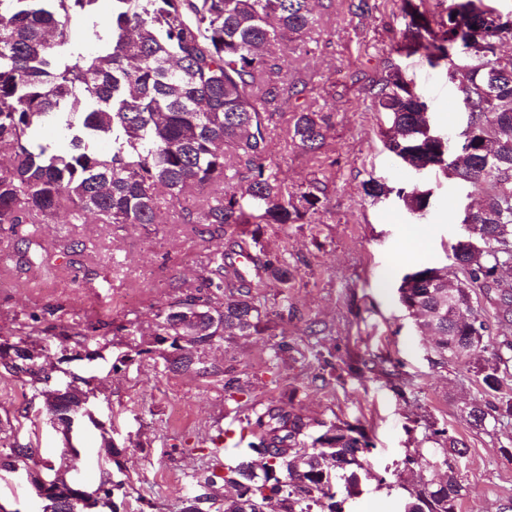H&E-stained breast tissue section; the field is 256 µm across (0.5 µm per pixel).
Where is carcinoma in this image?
<instances>
[{"mask_svg": "<svg viewBox=\"0 0 512 512\" xmlns=\"http://www.w3.org/2000/svg\"><path fill=\"white\" fill-rule=\"evenodd\" d=\"M98 0H0V226L42 224L64 211L71 224L87 214L101 224H155L165 200L181 206L187 224H211L238 231L239 252L251 267L214 254L200 275L201 288L153 312L151 353L173 336L202 331L194 345L211 347L231 336L267 329L266 308L251 295L250 275L286 288L294 269L264 250L263 225L299 224L318 211L325 184L316 179L296 193L284 191L267 168L269 108L297 85L271 79L288 44L302 40L315 22L311 0H112V15L98 21ZM406 29L396 51L407 57L426 52L430 65L444 61L468 113L461 140L438 164L440 146L426 144L427 106L397 67L385 70L366 88L376 112L390 117L384 146L418 169H437L480 189L469 231L452 245L462 276L421 267L402 278L399 298L419 328L433 337L441 364L467 362L484 349L488 331L473 294H494L495 319L512 326V285L498 273L512 265V79L488 86L487 69L512 72L500 47L512 40V11L488 0H448L437 22L413 0H401ZM493 18L484 36L475 23ZM87 25L95 51L87 53L70 34L71 22ZM329 120L305 106L294 115L291 140L315 153L325 145ZM54 127L59 139L42 130ZM111 148L102 152L101 140ZM239 186L224 190L230 163ZM212 192L186 201L188 188ZM365 196L394 193L371 177ZM405 207L421 214L432 192L399 190ZM48 329L38 319L15 335L18 359L0 353L5 372L56 391L52 370L34 363ZM492 371H475L488 391L512 378V339L499 343ZM174 370L197 372L201 357L171 353ZM470 426L512 417V398L469 403ZM255 441L251 451L274 473L255 483L251 461L224 471L221 480L241 489L224 499V512H344L357 494L355 475L364 469L366 436L346 424L331 423L314 437L300 414L268 405L247 418ZM38 466L34 450L18 446L0 454V469ZM464 487L453 469L419 480L404 512H457Z\"/></svg>", "mask_w": 512, "mask_h": 512, "instance_id": "obj_1", "label": "carcinoma"}]
</instances>
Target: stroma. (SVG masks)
Wrapping results in <instances>:
<instances>
[{"mask_svg": "<svg viewBox=\"0 0 512 512\" xmlns=\"http://www.w3.org/2000/svg\"><path fill=\"white\" fill-rule=\"evenodd\" d=\"M400 0H317L316 23L305 50L281 58L280 79L303 87L271 117L267 165L288 190L329 176L320 210L303 223L265 227L268 252L284 254L294 269L288 292L264 286L253 294L269 310L267 331L238 336L205 350L201 372L174 371L158 354L143 353L151 312L173 297L195 292L215 248L231 250L233 231L185 224L170 204L146 225L22 224L0 230V342L31 319L46 326L96 324L98 337L82 343L45 335L41 361L91 379L92 419L78 429L80 456L70 474L84 487L112 479L114 512H180L189 499L225 488L200 482L214 462L232 465L247 450L212 444L218 431H240L253 407L272 403L311 423H346L362 429L373 448L368 477L345 512H403L412 487L406 457L418 459L424 477L453 467L465 488L458 512H500L512 501V420L471 427L466 402L484 388L477 368H491L494 351L512 327L499 325L492 302L476 291L474 306L489 332L470 363L434 364L424 335L399 301L405 274L423 266L453 269L450 249L464 231L465 209L479 191L432 170L415 172L388 152L381 131L388 118L370 111L365 90L395 66L427 105L433 130L453 136L468 114L443 110L454 92L447 65L399 56L405 28ZM327 114L326 144L311 155L293 144L289 127L300 100ZM394 188H428L431 206L418 216L396 196L372 200L368 178ZM422 226L412 235L413 226ZM24 237L41 242L43 265L19 264ZM139 329H129L130 321ZM28 409L32 426L18 427ZM445 431L464 442V455L444 456L430 437ZM108 430L112 451L100 448ZM31 445L40 460L58 462L64 438L53 427L45 399L0 369V451ZM0 506L6 512H40L42 502L24 471H0Z\"/></svg>", "mask_w": 512, "mask_h": 512, "instance_id": "35a3bbf8", "label": "stroma"}]
</instances>
